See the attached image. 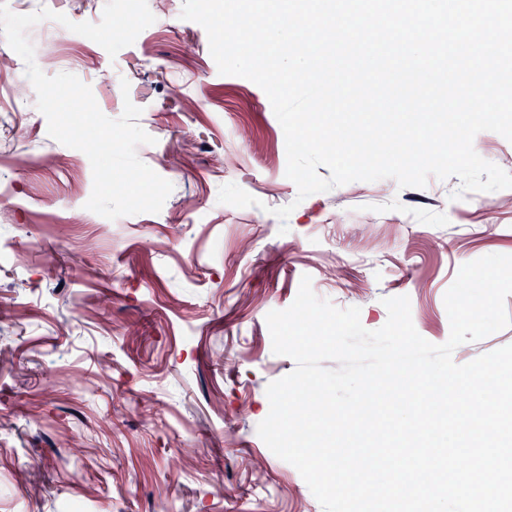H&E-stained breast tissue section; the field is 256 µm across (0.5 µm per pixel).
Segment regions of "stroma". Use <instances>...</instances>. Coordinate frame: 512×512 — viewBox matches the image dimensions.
<instances>
[{"instance_id":"obj_1","label":"stroma","mask_w":512,"mask_h":512,"mask_svg":"<svg viewBox=\"0 0 512 512\" xmlns=\"http://www.w3.org/2000/svg\"><path fill=\"white\" fill-rule=\"evenodd\" d=\"M100 22L105 0H6ZM183 0L109 56L33 27L35 61L76 75L112 119L141 108L139 159L173 185L162 209L91 219L88 157L49 136L25 63L0 37V512H323L257 433L294 361L266 323L303 276L381 328L389 297L445 343L463 264L512 255V188L356 181L298 199L266 93L218 71ZM129 91H122V82ZM228 183L252 207L218 201ZM293 205L287 222L277 208Z\"/></svg>"}]
</instances>
